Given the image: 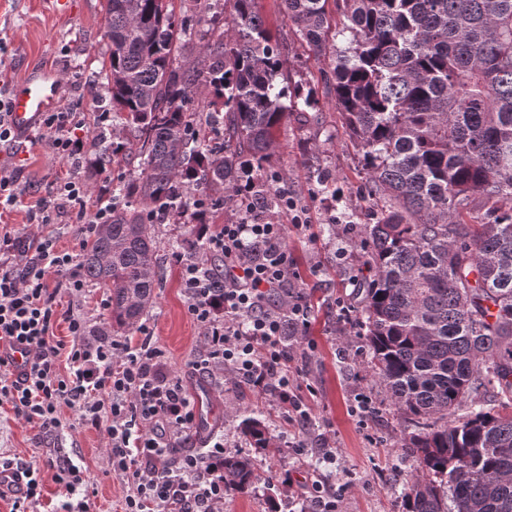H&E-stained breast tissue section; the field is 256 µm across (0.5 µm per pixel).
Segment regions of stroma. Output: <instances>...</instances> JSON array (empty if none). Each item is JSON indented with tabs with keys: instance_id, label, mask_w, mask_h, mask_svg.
Instances as JSON below:
<instances>
[{
	"instance_id": "stroma-1",
	"label": "stroma",
	"mask_w": 512,
	"mask_h": 512,
	"mask_svg": "<svg viewBox=\"0 0 512 512\" xmlns=\"http://www.w3.org/2000/svg\"><path fill=\"white\" fill-rule=\"evenodd\" d=\"M257 9L274 39L286 46V70L292 80L317 82L322 64L309 56L298 34L283 13L280 0H257ZM106 0H71L68 12H61L56 0H0V89L12 91L29 65L63 74L64 105L67 112L83 113L84 153H91L94 120L108 109L107 101H95L85 91V80L101 69L106 51L103 38ZM308 125L288 119L277 132L282 169L281 191L287 192L306 215L307 228H291L290 212L274 206L267 219L288 225V255L300 275L298 287L310 306V325L295 341L293 372L301 382L312 384L316 394L310 400V437L325 434L328 447L307 449L304 455L283 450L269 458L253 448L239 430L245 414L255 413L275 439L294 434V427L278 413L270 397L248 386L225 383L192 370L190 362L200 341V329L187 312L180 268L169 248L177 226L156 229L163 278L155 291L154 309L146 320L151 342L164 354L168 372L180 375L189 396L197 397L206 421L220 420V428H193L185 445L188 453L199 451L209 440L223 439L229 452L249 455L257 470L269 476V483H257L245 493H224V512H299L302 495L314 480L336 494L341 512H401L398 496L414 470L400 444V420L386 401L382 386L365 375L364 341L351 327L355 308L354 277L364 272V257L357 244L363 235L361 223L347 225L344 235L329 232L346 208H371L355 188L362 177L361 161L331 103L319 105ZM21 149L1 151L0 165L8 167L23 190L21 205L8 218L12 235L28 236L26 206L48 197L52 187L70 173L68 163L51 154L33 134L21 136ZM329 182L330 193H318L320 182ZM315 351H308V344ZM366 395L374 411L366 419L353 415L357 394ZM61 429L52 435L15 415L11 406L0 408V458L24 461L41 468L43 504L63 502L62 489L46 455L71 459L86 472L88 480L81 493L93 512H121L126 486L108 462L106 432L79 420L70 408L61 410Z\"/></svg>"
}]
</instances>
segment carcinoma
<instances>
[{
  "instance_id": "carcinoma-1",
  "label": "carcinoma",
  "mask_w": 512,
  "mask_h": 512,
  "mask_svg": "<svg viewBox=\"0 0 512 512\" xmlns=\"http://www.w3.org/2000/svg\"><path fill=\"white\" fill-rule=\"evenodd\" d=\"M197 28L171 0H106L112 104L96 127L100 172L132 167L95 194L112 219L92 227L80 265L109 289L112 328L130 333L153 307L159 258L152 230L180 224L175 253L208 257L195 225L241 206L243 179L277 156L275 131L319 105L291 82L255 0H194ZM321 70L361 158L363 194L384 201L365 219L367 257L355 324L372 376L412 421L401 447L416 475L402 512H512V0H281ZM347 37L338 50L334 38ZM207 90L208 123L189 105ZM277 181L254 184L264 205ZM488 221L464 224L476 200ZM240 429L276 446L262 420ZM224 487L259 479L247 456L224 457Z\"/></svg>"
}]
</instances>
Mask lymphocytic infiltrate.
<instances>
[{"label":"lymphocytic infiltrate","instance_id":"lymphocytic-infiltrate-1","mask_svg":"<svg viewBox=\"0 0 512 512\" xmlns=\"http://www.w3.org/2000/svg\"><path fill=\"white\" fill-rule=\"evenodd\" d=\"M82 127L72 112L44 119L42 139L72 174L56 187L53 200L40 198L28 207L29 223H49L51 212H65L83 199ZM246 210L249 219L201 231L207 251L224 259L223 278L200 258L176 256L187 310L201 329L191 366L216 382L229 377L272 397L284 419L296 425L292 446L301 451L308 446L311 408L289 368L286 344L309 321L286 239L289 228L305 223L299 216L290 226L266 222L252 202ZM52 272L64 277L70 295L85 296L75 254L48 237L32 249L23 238L0 235V406L11 405L17 416L50 434L62 426L64 405L83 423L105 426L112 472L127 487L123 512H223V441L168 459L189 439L195 421L181 379L164 371L162 353L150 339L134 345L112 338L82 311L68 312L70 338L57 339L58 291L47 281ZM18 349L26 357L20 369L12 359ZM63 362L69 365L65 375L59 372ZM45 463L67 496L60 512H90L78 497L86 482L83 470L63 458L49 456Z\"/></svg>","mask_w":512,"mask_h":512}]
</instances>
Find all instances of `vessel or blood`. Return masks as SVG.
Here are the masks:
<instances>
[{
    "label": "vessel or blood",
    "instance_id": "1",
    "mask_svg": "<svg viewBox=\"0 0 512 512\" xmlns=\"http://www.w3.org/2000/svg\"><path fill=\"white\" fill-rule=\"evenodd\" d=\"M63 96V85L57 73L30 67L20 86L10 94L9 120L15 132L35 126L50 111L57 109Z\"/></svg>",
    "mask_w": 512,
    "mask_h": 512
}]
</instances>
